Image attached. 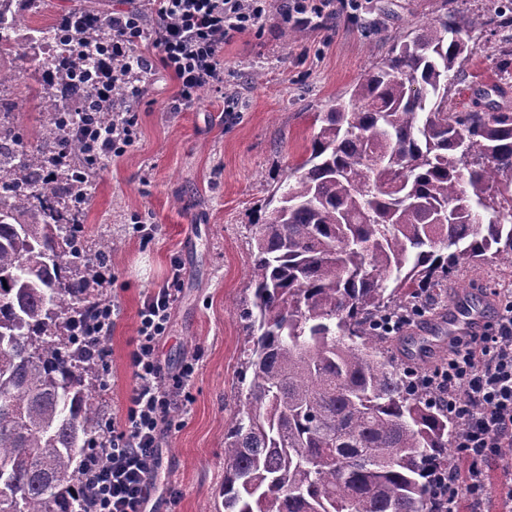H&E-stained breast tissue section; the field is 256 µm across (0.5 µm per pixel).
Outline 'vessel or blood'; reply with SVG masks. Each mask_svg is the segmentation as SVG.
I'll return each mask as SVG.
<instances>
[{
	"label": "vessel or blood",
	"mask_w": 512,
	"mask_h": 512,
	"mask_svg": "<svg viewBox=\"0 0 512 512\" xmlns=\"http://www.w3.org/2000/svg\"><path fill=\"white\" fill-rule=\"evenodd\" d=\"M489 308L479 300L460 298L448 312L447 322L417 331L412 338V353L427 358L444 342L480 334L484 331Z\"/></svg>",
	"instance_id": "1"
}]
</instances>
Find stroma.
Instances as JSON below:
<instances>
[{"label":"stroma","mask_w":512,"mask_h":512,"mask_svg":"<svg viewBox=\"0 0 512 512\" xmlns=\"http://www.w3.org/2000/svg\"><path fill=\"white\" fill-rule=\"evenodd\" d=\"M363 5L360 15H326L297 31L271 8L262 35L225 46L223 93L201 89L188 106L175 107V80L154 67L144 94L129 102L135 142L96 173L80 230L88 246L112 242L115 277L108 295L116 318L103 343L109 409L128 402L138 311L175 261L182 267L180 292L159 351L173 372L199 358L185 406L173 413L162 440L154 512H221L224 426L238 387L239 313L251 296L254 226L279 182L305 157L314 113L386 56L394 36L443 11V0ZM469 47L467 78L451 91L456 111L476 97L485 105H512V96L492 90L494 81L512 82V29L487 28ZM46 65L40 48L0 59V70L13 76L5 85L13 126L29 150L42 145L46 114L39 91ZM136 223L149 237L133 235Z\"/></svg>","instance_id":"stroma-1"}]
</instances>
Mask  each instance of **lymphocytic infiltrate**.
Here are the masks:
<instances>
[{
    "label": "lymphocytic infiltrate",
    "instance_id": "f902f5d3",
    "mask_svg": "<svg viewBox=\"0 0 512 512\" xmlns=\"http://www.w3.org/2000/svg\"><path fill=\"white\" fill-rule=\"evenodd\" d=\"M147 2L156 16L152 29L144 28L139 11L113 15V70L100 85L101 93L121 81H143L157 64L174 77L183 103L192 102L205 87L222 92L225 44L250 32L261 34L270 11L269 0ZM145 37L157 49V58L136 52ZM180 278L179 264H172L166 282L153 289L138 312L129 353L134 381L130 404L124 413L107 419L108 442L85 466L88 512H148L158 489L161 440L171 414L183 405L184 383L197 365L196 360L186 361L174 375L159 355ZM430 380L449 414L463 422L454 438L462 461L441 474L445 493L438 496L435 512H461L464 495L468 512H486V469L502 463L506 481L512 482V300L501 303L482 335L451 349L447 368Z\"/></svg>",
    "mask_w": 512,
    "mask_h": 512
}]
</instances>
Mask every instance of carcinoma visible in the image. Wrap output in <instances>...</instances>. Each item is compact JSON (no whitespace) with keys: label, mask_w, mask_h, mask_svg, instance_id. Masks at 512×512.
Returning <instances> with one entry per match:
<instances>
[{"label":"carcinoma","mask_w":512,"mask_h":512,"mask_svg":"<svg viewBox=\"0 0 512 512\" xmlns=\"http://www.w3.org/2000/svg\"><path fill=\"white\" fill-rule=\"evenodd\" d=\"M14 4L0 0V14ZM15 19L40 32L25 10ZM496 20L512 25L446 12L314 113L308 155L253 237L224 512H432L433 472L463 423L410 381L384 322L448 316L462 264L512 269V107L452 112L448 100L472 33ZM110 22L88 5L58 21L72 56L42 75L41 139L73 157L63 176L44 150L0 146V174L17 160L31 170L23 199L0 196V512H84L82 461L103 445V363L75 335L102 304L97 260L49 193L83 209L94 166L69 129L111 123L128 98L123 84L97 95L77 54L110 58ZM67 82L85 104L60 118L51 90Z\"/></svg>","instance_id":"obj_1"}]
</instances>
